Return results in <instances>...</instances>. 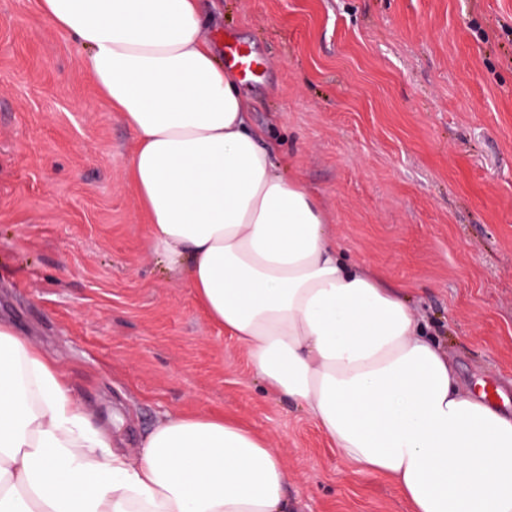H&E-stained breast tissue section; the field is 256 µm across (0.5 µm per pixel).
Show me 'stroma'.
Wrapping results in <instances>:
<instances>
[{
    "label": "stroma",
    "mask_w": 512,
    "mask_h": 512,
    "mask_svg": "<svg viewBox=\"0 0 512 512\" xmlns=\"http://www.w3.org/2000/svg\"><path fill=\"white\" fill-rule=\"evenodd\" d=\"M205 32L263 62L240 81L277 160L350 259L405 288L460 384L512 397V0H215ZM37 0H0V321L138 456L167 414L271 436L290 512H408L167 270L128 173L135 134Z\"/></svg>",
    "instance_id": "35a3bbf8"
}]
</instances>
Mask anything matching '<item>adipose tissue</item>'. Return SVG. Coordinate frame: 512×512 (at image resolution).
Wrapping results in <instances>:
<instances>
[{
    "mask_svg": "<svg viewBox=\"0 0 512 512\" xmlns=\"http://www.w3.org/2000/svg\"><path fill=\"white\" fill-rule=\"evenodd\" d=\"M40 7L137 137L128 169L153 249L264 390L410 512H512V417L460 388L401 288L349 261L319 196L278 166L204 34L208 0ZM287 484L271 440L221 416L167 415L130 457L0 324V512H288Z\"/></svg>",
    "mask_w": 512,
    "mask_h": 512,
    "instance_id": "obj_1",
    "label": "adipose tissue"
}]
</instances>
